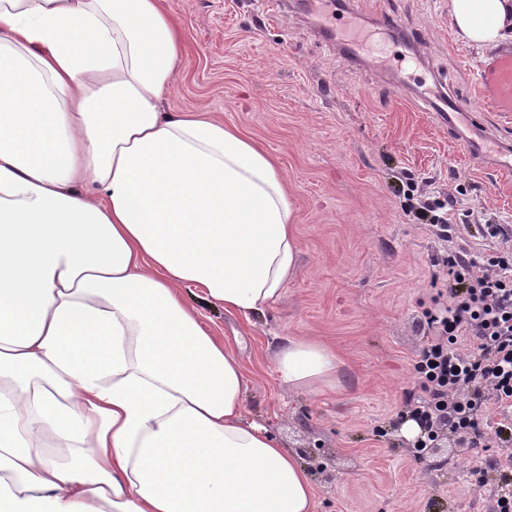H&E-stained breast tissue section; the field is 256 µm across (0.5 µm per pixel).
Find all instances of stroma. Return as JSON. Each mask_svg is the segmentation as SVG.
<instances>
[{"label": "stroma", "mask_w": 512, "mask_h": 512, "mask_svg": "<svg viewBox=\"0 0 512 512\" xmlns=\"http://www.w3.org/2000/svg\"><path fill=\"white\" fill-rule=\"evenodd\" d=\"M186 45L165 106L204 110L279 158L288 181L299 258L283 295L245 322L195 299L204 324L236 343L246 373L245 417L297 452L313 481L315 512H491L500 471L495 402L484 406L481 447L441 434L409 456L398 412L418 382L420 327L436 294L444 250H512L487 236L512 226V180L470 160L423 99L444 87L477 133L512 146V120L484 111L474 92L488 49L461 41L447 0H345L362 28L355 56L318 27L332 10L300 0H170ZM396 17L409 43L388 39ZM412 178L452 199L458 238L441 242L404 210L392 187ZM313 337L336 352L335 388L291 390L270 359L279 337Z\"/></svg>", "instance_id": "35a3bbf8"}]
</instances>
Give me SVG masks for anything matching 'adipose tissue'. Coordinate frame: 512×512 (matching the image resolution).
Masks as SVG:
<instances>
[{
  "instance_id": "adipose-tissue-1",
  "label": "adipose tissue",
  "mask_w": 512,
  "mask_h": 512,
  "mask_svg": "<svg viewBox=\"0 0 512 512\" xmlns=\"http://www.w3.org/2000/svg\"><path fill=\"white\" fill-rule=\"evenodd\" d=\"M470 45L512 0H448ZM185 52L169 0H0V512H314L307 469L246 420L234 346L299 254L276 159L162 106ZM289 388L336 354L281 337Z\"/></svg>"
}]
</instances>
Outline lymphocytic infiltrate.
<instances>
[{
	"label": "lymphocytic infiltrate",
	"mask_w": 512,
	"mask_h": 512,
	"mask_svg": "<svg viewBox=\"0 0 512 512\" xmlns=\"http://www.w3.org/2000/svg\"><path fill=\"white\" fill-rule=\"evenodd\" d=\"M403 196L409 212L435 236L446 240L455 233L446 204L412 183ZM432 279L447 288L448 301L425 314L414 364L421 393L406 400L400 415L417 421L426 439L444 427L475 437L488 393L501 408L497 434L512 439V254L478 257L452 250Z\"/></svg>",
	"instance_id": "f902f5d3"
}]
</instances>
